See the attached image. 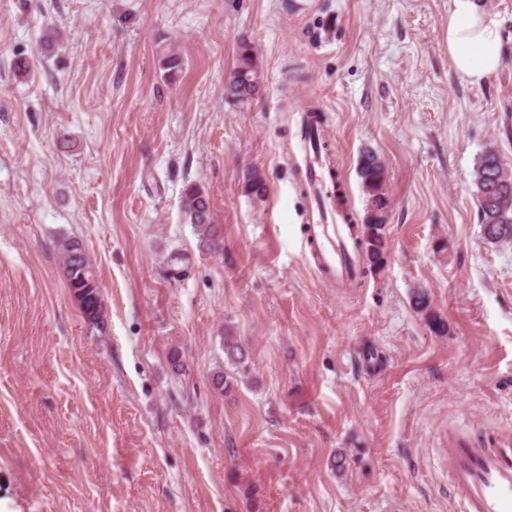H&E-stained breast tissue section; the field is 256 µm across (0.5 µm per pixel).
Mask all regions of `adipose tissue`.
Here are the masks:
<instances>
[{
  "instance_id": "ef3b65f1",
  "label": "adipose tissue",
  "mask_w": 512,
  "mask_h": 512,
  "mask_svg": "<svg viewBox=\"0 0 512 512\" xmlns=\"http://www.w3.org/2000/svg\"><path fill=\"white\" fill-rule=\"evenodd\" d=\"M501 29V19L487 13L479 0H451L448 58L462 81L479 86L501 69Z\"/></svg>"
}]
</instances>
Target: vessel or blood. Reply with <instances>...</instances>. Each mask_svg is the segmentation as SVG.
I'll return each mask as SVG.
<instances>
[{
	"mask_svg": "<svg viewBox=\"0 0 512 512\" xmlns=\"http://www.w3.org/2000/svg\"><path fill=\"white\" fill-rule=\"evenodd\" d=\"M336 176L334 160L306 148L300 177L310 200L307 243L325 282L342 288L357 278L363 261L353 227L337 212L329 189ZM448 464L460 493L459 512H512V443L499 448L461 445L449 449Z\"/></svg>",
	"mask_w": 512,
	"mask_h": 512,
	"instance_id": "1",
	"label": "vessel or blood"
}]
</instances>
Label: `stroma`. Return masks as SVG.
Segmentation results:
<instances>
[{
	"instance_id": "1",
	"label": "stroma",
	"mask_w": 512,
	"mask_h": 512,
	"mask_svg": "<svg viewBox=\"0 0 512 512\" xmlns=\"http://www.w3.org/2000/svg\"><path fill=\"white\" fill-rule=\"evenodd\" d=\"M479 2L505 65L475 87L450 0H0V512H457L449 448L512 438V241L485 239L473 183L487 149L512 167V0ZM309 102L357 215L361 155L385 167L384 269L344 292L278 158ZM189 184L223 253L183 220ZM228 331L252 369L222 394ZM260 70L250 49L244 47L228 84V93L236 101L244 103L258 92ZM57 247L69 288L86 317L92 323L97 321L102 313L101 287L83 243L74 238H62Z\"/></svg>"
}]
</instances>
